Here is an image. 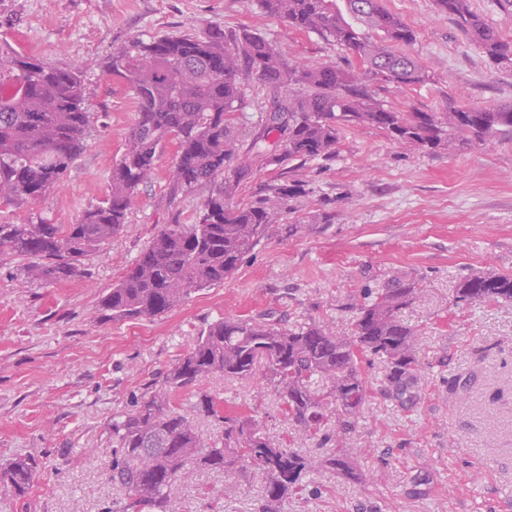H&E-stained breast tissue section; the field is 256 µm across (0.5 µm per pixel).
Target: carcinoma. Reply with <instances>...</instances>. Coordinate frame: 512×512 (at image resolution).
<instances>
[{
  "label": "carcinoma",
  "instance_id": "carcinoma-1",
  "mask_svg": "<svg viewBox=\"0 0 512 512\" xmlns=\"http://www.w3.org/2000/svg\"><path fill=\"white\" fill-rule=\"evenodd\" d=\"M257 0L259 9L288 27L313 32L348 50L357 66H308L287 61L264 37L242 29L224 37L194 33L128 39L112 54V76L135 94L137 117L120 158L112 165L111 194L85 209L75 224L41 217L26 224L0 222V261L17 263L36 284L77 275L90 254L126 229L139 187L149 183L156 161L170 142L177 154L168 180L173 193L199 187L212 191L192 224H164L149 245L104 293L103 319L154 318L181 306L192 294L224 283L244 256L281 221L288 198L305 191L296 181L270 189L250 204L235 202L243 165L237 119L242 87L254 82L272 92L265 130L279 148L253 144L266 165L307 163L336 156L344 131L371 126L413 148L457 153L512 135V106H453L446 112L400 111L375 97L383 84L408 87L425 80L419 62L399 50L414 31L387 12L380 0ZM488 58L512 62V43L470 8L468 0H436ZM94 113L86 106L79 70L63 69L0 44V200L32 204L44 197L88 146ZM422 292L418 279L395 277L367 289L353 304V334L315 322L291 329L265 317L226 316L209 324L193 348L112 418V482L128 500L122 512H181L172 486L201 469L234 475L251 470L263 478L256 512H278L288 498L307 489L308 477L332 470L358 478L351 446L367 400L361 363L371 357L384 368V394L401 406L421 396L422 334L401 311ZM461 304L512 302V273L475 271L456 284ZM262 374L282 402L292 445L316 439L319 453L274 446L253 417L224 413L201 388L213 375L251 379ZM192 390L194 412L224 423V436L205 442L195 424L172 401ZM39 469L17 459L0 470V490L15 498L30 492Z\"/></svg>",
  "mask_w": 512,
  "mask_h": 512
}]
</instances>
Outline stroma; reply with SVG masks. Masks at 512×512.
Instances as JSON below:
<instances>
[{
	"label": "stroma",
	"instance_id": "1",
	"mask_svg": "<svg viewBox=\"0 0 512 512\" xmlns=\"http://www.w3.org/2000/svg\"><path fill=\"white\" fill-rule=\"evenodd\" d=\"M415 33L410 53L426 78L375 96L398 110L444 112L449 104L512 105V64H494L438 12L435 0H381ZM250 29L293 63L346 65L349 53L312 32L265 15L256 0H0V42L84 74L96 124L88 147L62 179L28 206L0 203V222L42 217L75 223L111 191L112 165L136 118L133 92L109 71L129 38ZM270 93L245 86L240 151L263 136ZM167 145L125 231L88 257L85 274L45 285L0 263V466L26 457L42 478L25 498L0 492V512H120L126 492L112 484L111 423L133 398L190 351L201 331L226 317L271 315L296 328L316 321L350 331L355 300L394 277L425 288L402 317L418 329L426 368L419 403L399 408L382 391L379 362L366 366V406L352 440L360 483L321 471L285 512H512V305L454 301L473 270L512 272V138L457 155L409 149L380 129H347L334 158L302 169L252 170L237 202L300 180L282 223L272 225L223 285L201 290L157 318L112 322L99 299L161 225L192 223L209 193L172 195ZM203 389L225 411L255 416L276 444L288 420L262 378H207ZM262 485L247 472L199 473L175 484L186 512H252ZM482 496L470 497L472 488Z\"/></svg>",
	"mask_w": 512,
	"mask_h": 512
}]
</instances>
